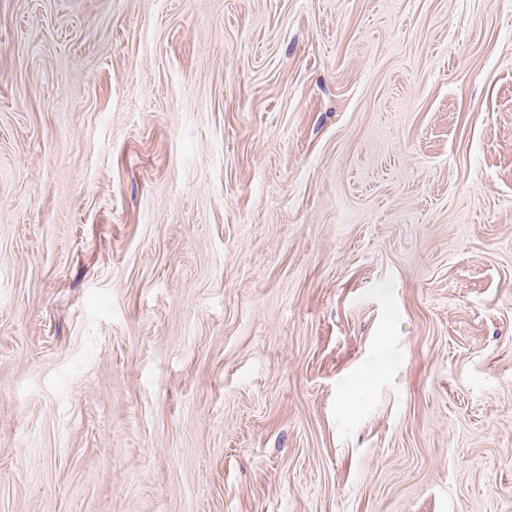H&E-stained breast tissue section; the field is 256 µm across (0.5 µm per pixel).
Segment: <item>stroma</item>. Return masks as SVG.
Wrapping results in <instances>:
<instances>
[{"instance_id":"stroma-1","label":"stroma","mask_w":512,"mask_h":512,"mask_svg":"<svg viewBox=\"0 0 512 512\" xmlns=\"http://www.w3.org/2000/svg\"><path fill=\"white\" fill-rule=\"evenodd\" d=\"M0 512H512V0H0Z\"/></svg>"}]
</instances>
